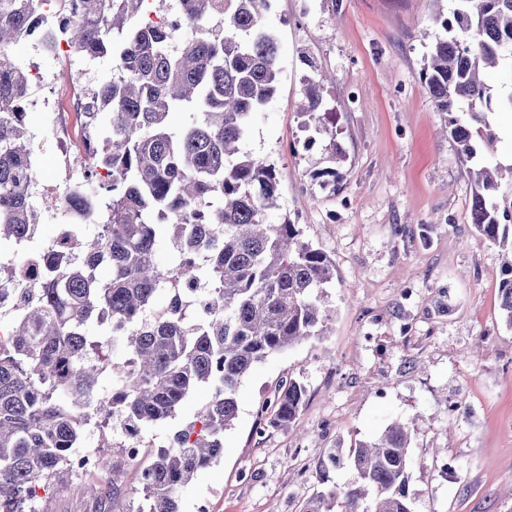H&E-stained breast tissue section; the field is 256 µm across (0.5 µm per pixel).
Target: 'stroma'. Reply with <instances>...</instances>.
<instances>
[{"mask_svg": "<svg viewBox=\"0 0 512 512\" xmlns=\"http://www.w3.org/2000/svg\"><path fill=\"white\" fill-rule=\"evenodd\" d=\"M455 0H271L263 23L278 42L280 81L243 149L273 162L279 207L336 266L326 336L270 358L237 395L224 452L180 495L182 512L208 499L212 512H301L320 490L318 462L331 448L411 423L408 496L414 512H512V326L500 307V248L471 219L467 165L443 131L420 72ZM331 79L321 88L325 125L346 155L340 184L313 179L329 166L325 140H304L309 91L303 57ZM15 62L39 68L40 98L62 81L111 79L103 57L64 67L20 40ZM307 400L291 427L257 436L260 403L282 381ZM452 458L454 469L443 472ZM98 494L87 475H62L34 512H137L136 468Z\"/></svg>", "mask_w": 512, "mask_h": 512, "instance_id": "obj_1", "label": "stroma"}]
</instances>
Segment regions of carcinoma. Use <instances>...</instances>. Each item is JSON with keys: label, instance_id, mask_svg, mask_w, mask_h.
Masks as SVG:
<instances>
[{"label": "carcinoma", "instance_id": "1", "mask_svg": "<svg viewBox=\"0 0 512 512\" xmlns=\"http://www.w3.org/2000/svg\"><path fill=\"white\" fill-rule=\"evenodd\" d=\"M44 0H0V240L35 232L30 184L37 179L26 117L12 106L30 94L14 62ZM150 0H79L62 36L72 52L112 54V80L93 89L88 135L102 141L84 193L97 204L76 255L48 253L38 287L5 309L0 329V512H30L49 492L94 419L118 417L145 431L174 420L202 388L211 398L180 424L143 467L139 512H179V495L224 449L236 395L259 363L326 334L331 255L303 240L278 206V169L244 152L253 115L275 95L277 41L263 24L269 0H179L185 23L146 21ZM421 79L467 162L471 221L507 250L501 309L512 325V165L477 158L495 141L492 98L512 112V90L492 95L482 70L512 65V0H456ZM192 111L176 128L173 116ZM106 115L109 124H100ZM308 149L326 132L310 90L301 112ZM109 173L104 182L99 170ZM165 230L175 263L159 261ZM106 329L88 336L90 325ZM307 398L296 380L270 396L267 424L289 426ZM409 427L394 422L375 440L331 448L327 473L345 460L356 474L314 493L301 512H413L406 492ZM373 506H363L368 496Z\"/></svg>", "mask_w": 512, "mask_h": 512}]
</instances>
